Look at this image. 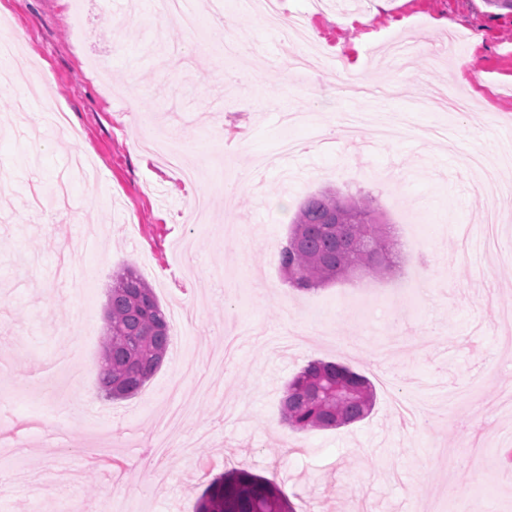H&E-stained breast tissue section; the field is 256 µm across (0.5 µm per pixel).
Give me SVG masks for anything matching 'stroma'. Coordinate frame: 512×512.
Wrapping results in <instances>:
<instances>
[{"label": "stroma", "mask_w": 512, "mask_h": 512, "mask_svg": "<svg viewBox=\"0 0 512 512\" xmlns=\"http://www.w3.org/2000/svg\"><path fill=\"white\" fill-rule=\"evenodd\" d=\"M235 28L151 16L148 0H0L19 51L0 71L52 85L21 102L0 94V512H64L96 500L101 512H188L214 475L247 465L276 473L296 512H512V461L494 439L512 434L499 408L512 392V347L500 339L512 264L478 247L488 209L512 202L473 191L467 152L512 149V14L485 0H280L325 57L308 79L283 76L297 46L267 27L261 0H223ZM233 54H225L226 44ZM360 69V98L336 93L335 59ZM475 93L445 125L456 152L434 142L424 88ZM138 109H131V98ZM67 112L53 127L45 102ZM370 122L340 130L344 113ZM159 125L197 182L132 152L144 122ZM327 134L290 163L260 170L257 154L284 136ZM374 198L397 240L398 262L300 292L279 249L311 195ZM138 270L164 311L192 309L141 392L110 400L98 368L113 275ZM430 271L431 287L409 283ZM267 286V294L256 291ZM225 355L203 381L184 380L192 416L163 448L183 362ZM345 364L375 389L371 413L336 429L295 432L280 420L284 388L309 361ZM69 363L55 393L33 376ZM91 394L64 430L39 417L71 392ZM486 452L473 476L462 444Z\"/></svg>", "instance_id": "stroma-1"}]
</instances>
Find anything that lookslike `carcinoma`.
I'll return each instance as SVG.
<instances>
[{
    "mask_svg": "<svg viewBox=\"0 0 512 512\" xmlns=\"http://www.w3.org/2000/svg\"><path fill=\"white\" fill-rule=\"evenodd\" d=\"M396 243L369 195L310 196L279 251L285 282L301 291L358 273L382 277L394 266ZM108 333L99 382L114 398L136 395L162 364L171 344L164 311L144 279L126 267L113 276ZM373 390L363 375L332 361L314 360L289 382L281 421L294 431L336 428L364 418ZM193 512H296L274 481L247 468L214 476Z\"/></svg>",
    "mask_w": 512,
    "mask_h": 512,
    "instance_id": "cac0c4a2",
    "label": "carcinoma"
}]
</instances>
